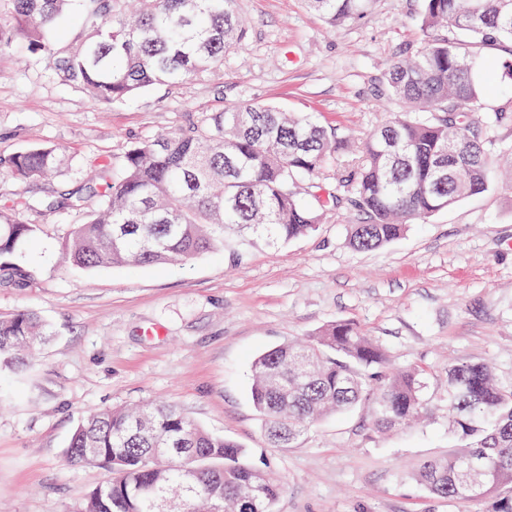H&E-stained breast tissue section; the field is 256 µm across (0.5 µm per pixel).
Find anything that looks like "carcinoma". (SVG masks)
I'll use <instances>...</instances> for the list:
<instances>
[{"instance_id": "obj_1", "label": "carcinoma", "mask_w": 512, "mask_h": 512, "mask_svg": "<svg viewBox=\"0 0 512 512\" xmlns=\"http://www.w3.org/2000/svg\"><path fill=\"white\" fill-rule=\"evenodd\" d=\"M332 26L367 13L373 0H305ZM502 0H422L425 40L385 73L406 110L382 122L352 153L333 185L318 175L348 149L346 137L310 113L237 104L201 124L127 151L119 170L95 187L96 208L76 224L62 254L82 268L188 263L232 239L284 244L306 236L330 212H355L352 248L374 250L495 178L489 130L509 120L488 108L486 51L512 47V13ZM7 0L0 49L27 42L29 60L99 106L159 83L212 73L246 38L232 0ZM69 19L78 37L58 45ZM63 152L34 145L0 166L20 180L57 171ZM54 202L0 203V255L38 237L23 210ZM50 335L37 316L0 318V365L29 356ZM251 398L273 448H288L319 419L367 403L379 431L403 430L432 408L421 366L393 367L382 346L350 321H336L302 343H283L251 363ZM448 430L462 451L423 467L437 497L486 499L487 512H512V380L482 362L448 366L443 390ZM69 461L99 465L108 478L80 512H275L280 484L245 462L246 449L174 405L106 408L73 430ZM264 488L246 497L257 477Z\"/></svg>"}]
</instances>
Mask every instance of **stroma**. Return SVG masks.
Returning <instances> with one entry per match:
<instances>
[{
  "label": "stroma",
  "mask_w": 512,
  "mask_h": 512,
  "mask_svg": "<svg viewBox=\"0 0 512 512\" xmlns=\"http://www.w3.org/2000/svg\"><path fill=\"white\" fill-rule=\"evenodd\" d=\"M421 0H374L363 18L331 29L304 0H234L244 44L221 71L156 85L107 108L24 66L22 44L0 51V157L34 144L67 159L50 179L22 182L0 169V200L56 197L93 165L119 167L136 142L168 135L238 103L314 114L362 138L400 104L383 89L388 64L423 40ZM84 208L26 210L39 243L0 255V316L36 312L52 340L26 365L0 371V512H79L108 473L66 457L89 412L178 405L196 422L270 463L282 492L276 512H485V502L429 494L416 475L459 450L439 395L451 363H488L512 379V180L411 225L388 245L358 251L351 216L328 213L285 244H237L188 265L86 269L60 244ZM338 320L355 322L393 366H425L431 411L413 427L381 433L372 410L316 422L291 448L271 447L250 398L253 358Z\"/></svg>",
  "instance_id": "obj_1"
}]
</instances>
